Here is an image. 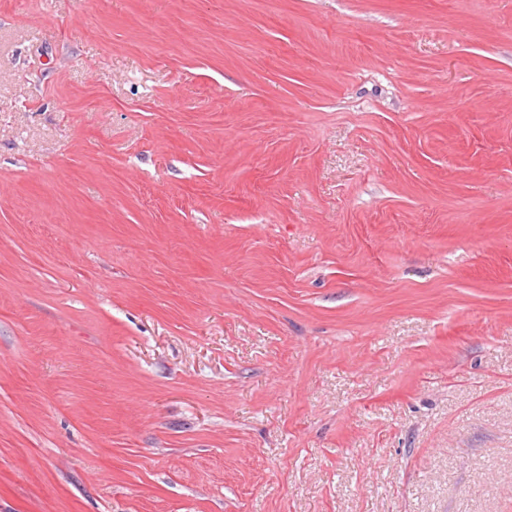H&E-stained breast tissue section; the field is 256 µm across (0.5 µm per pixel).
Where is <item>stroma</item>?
I'll return each mask as SVG.
<instances>
[{"label":"stroma","mask_w":512,"mask_h":512,"mask_svg":"<svg viewBox=\"0 0 512 512\" xmlns=\"http://www.w3.org/2000/svg\"><path fill=\"white\" fill-rule=\"evenodd\" d=\"M0 512H512V0H0Z\"/></svg>","instance_id":"stroma-1"}]
</instances>
